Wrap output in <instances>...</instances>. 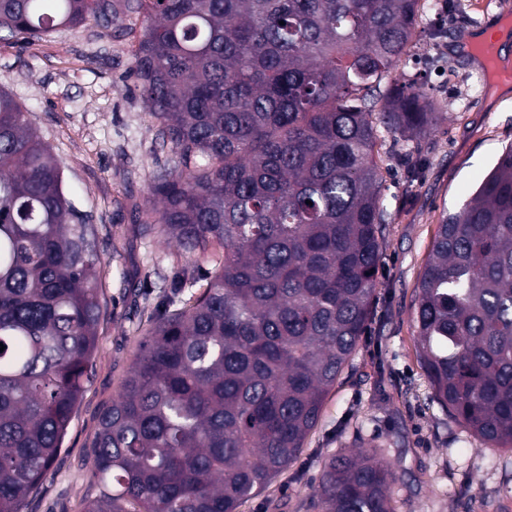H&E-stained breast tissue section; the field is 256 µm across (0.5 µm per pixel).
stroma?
Listing matches in <instances>:
<instances>
[{
    "instance_id": "35a3bbf8",
    "label": "stroma",
    "mask_w": 512,
    "mask_h": 512,
    "mask_svg": "<svg viewBox=\"0 0 512 512\" xmlns=\"http://www.w3.org/2000/svg\"><path fill=\"white\" fill-rule=\"evenodd\" d=\"M418 20L407 78L423 83L443 116L424 139L382 136L387 224L373 319L351 364L325 399L299 458L237 512H313L324 462L369 450L394 470V512H512V448L483 444L439 405L419 360L415 289L444 216L458 212L512 146V92L499 94L457 46L487 28L512 0H437ZM139 27L58 28L25 43L0 42V87L29 112L61 162L66 194L99 230L105 313L91 377L53 466L21 512H84L98 491L91 444L100 411L129 373L156 306L183 268L206 272L166 237L139 236L134 215L149 205V180L172 154L133 75ZM412 154L420 166L410 178Z\"/></svg>"
}]
</instances>
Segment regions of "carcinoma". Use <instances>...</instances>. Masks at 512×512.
I'll return each instance as SVG.
<instances>
[{"label": "carcinoma", "mask_w": 512, "mask_h": 512, "mask_svg": "<svg viewBox=\"0 0 512 512\" xmlns=\"http://www.w3.org/2000/svg\"><path fill=\"white\" fill-rule=\"evenodd\" d=\"M422 0H126L133 74L174 166L134 216L186 254L92 443L85 512H237L295 462L366 335L382 254L381 133L442 113L400 72ZM118 19L108 0H0V41ZM95 225L0 89V512H20L61 448L97 345ZM206 281L203 291L181 288ZM432 401L512 448V147L437 226L416 287ZM368 451L324 463L318 512H393Z\"/></svg>", "instance_id": "cac0c4a2"}]
</instances>
